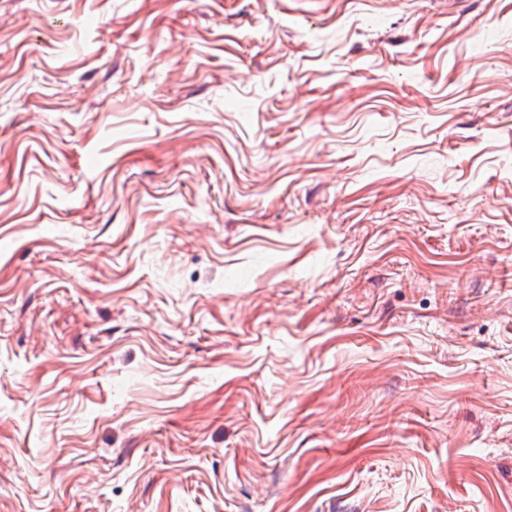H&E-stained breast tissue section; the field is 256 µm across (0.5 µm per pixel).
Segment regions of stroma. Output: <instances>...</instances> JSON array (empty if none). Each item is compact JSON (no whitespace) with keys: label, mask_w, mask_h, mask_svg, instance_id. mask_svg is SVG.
Returning <instances> with one entry per match:
<instances>
[{"label":"stroma","mask_w":512,"mask_h":512,"mask_svg":"<svg viewBox=\"0 0 512 512\" xmlns=\"http://www.w3.org/2000/svg\"><path fill=\"white\" fill-rule=\"evenodd\" d=\"M0 512H512V0H0Z\"/></svg>","instance_id":"obj_1"}]
</instances>
